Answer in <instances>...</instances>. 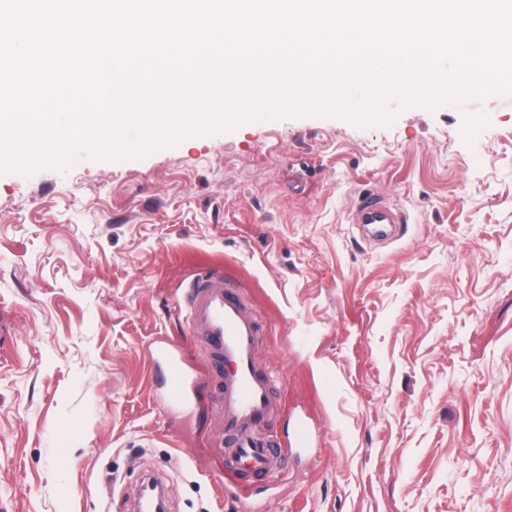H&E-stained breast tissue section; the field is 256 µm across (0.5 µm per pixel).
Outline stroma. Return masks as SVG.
Returning a JSON list of instances; mask_svg holds the SVG:
<instances>
[{
	"instance_id": "35a3bbf8",
	"label": "stroma",
	"mask_w": 512,
	"mask_h": 512,
	"mask_svg": "<svg viewBox=\"0 0 512 512\" xmlns=\"http://www.w3.org/2000/svg\"><path fill=\"white\" fill-rule=\"evenodd\" d=\"M386 108L0 173V512H133L147 473L167 512H512V95ZM365 191L395 241L351 223ZM211 266L280 403L249 494L224 491L217 399L149 380L166 348L210 382L182 297Z\"/></svg>"
}]
</instances>
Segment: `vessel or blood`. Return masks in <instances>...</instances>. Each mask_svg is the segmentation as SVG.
Segmentation results:
<instances>
[{
  "instance_id": "1",
  "label": "vessel or blood",
  "mask_w": 512,
  "mask_h": 512,
  "mask_svg": "<svg viewBox=\"0 0 512 512\" xmlns=\"http://www.w3.org/2000/svg\"><path fill=\"white\" fill-rule=\"evenodd\" d=\"M358 224H396V208L374 194L363 193L355 212ZM186 321L205 341L206 357L217 375L222 406L217 428L230 451L224 475L239 490H247L282 463L264 433L278 409L271 376L258 367L261 326L242 290L225 278L221 268L192 275L183 294ZM167 402L191 395L190 376L181 360L164 358Z\"/></svg>"
}]
</instances>
